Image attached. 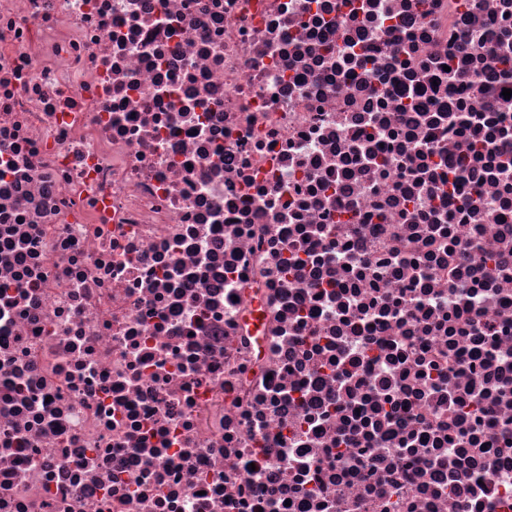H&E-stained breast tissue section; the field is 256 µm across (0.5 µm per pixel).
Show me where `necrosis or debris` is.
<instances>
[{
    "mask_svg": "<svg viewBox=\"0 0 512 512\" xmlns=\"http://www.w3.org/2000/svg\"><path fill=\"white\" fill-rule=\"evenodd\" d=\"M512 0H0V512H512Z\"/></svg>",
    "mask_w": 512,
    "mask_h": 512,
    "instance_id": "4bbe7bcc",
    "label": "necrosis or debris"
}]
</instances>
